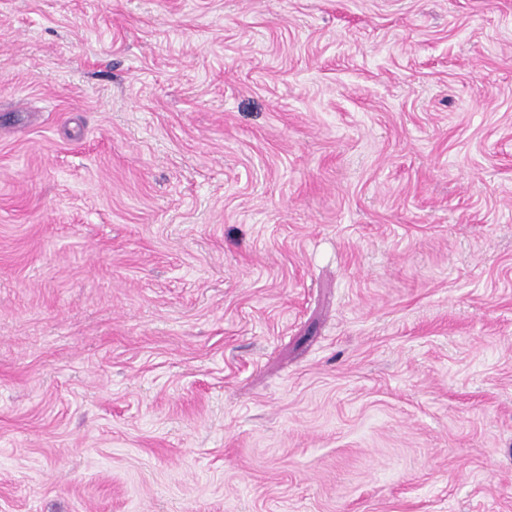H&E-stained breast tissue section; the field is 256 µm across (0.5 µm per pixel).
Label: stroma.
Segmentation results:
<instances>
[{
	"label": "stroma",
	"mask_w": 512,
	"mask_h": 512,
	"mask_svg": "<svg viewBox=\"0 0 512 512\" xmlns=\"http://www.w3.org/2000/svg\"><path fill=\"white\" fill-rule=\"evenodd\" d=\"M0 512H512V0H0Z\"/></svg>",
	"instance_id": "1"
}]
</instances>
